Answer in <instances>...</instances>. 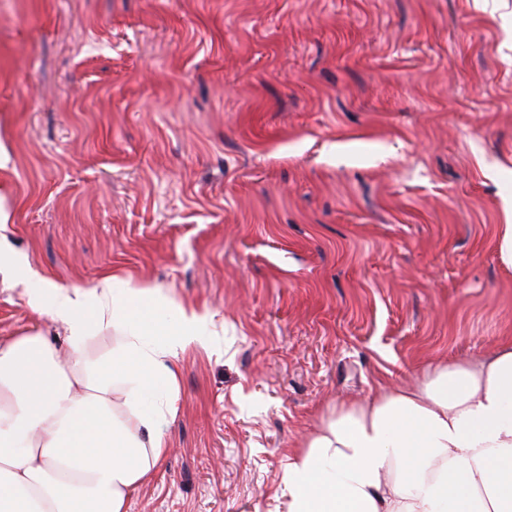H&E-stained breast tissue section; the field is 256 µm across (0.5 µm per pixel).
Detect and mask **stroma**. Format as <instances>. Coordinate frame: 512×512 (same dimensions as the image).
Returning <instances> with one entry per match:
<instances>
[{
  "label": "stroma",
  "instance_id": "1",
  "mask_svg": "<svg viewBox=\"0 0 512 512\" xmlns=\"http://www.w3.org/2000/svg\"><path fill=\"white\" fill-rule=\"evenodd\" d=\"M512 0H0V343L118 274L209 313L128 512H284L344 399L512 337Z\"/></svg>",
  "mask_w": 512,
  "mask_h": 512
}]
</instances>
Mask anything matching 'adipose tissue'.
<instances>
[{
	"mask_svg": "<svg viewBox=\"0 0 512 512\" xmlns=\"http://www.w3.org/2000/svg\"><path fill=\"white\" fill-rule=\"evenodd\" d=\"M118 281L28 289L67 351L39 333L0 346V512H127L155 476L175 362L216 331L205 313L161 317L167 295ZM112 330V351L92 355ZM281 494L287 512H512V340L338 403L289 451Z\"/></svg>",
	"mask_w": 512,
	"mask_h": 512,
	"instance_id": "ef3b65f1",
	"label": "adipose tissue"
}]
</instances>
